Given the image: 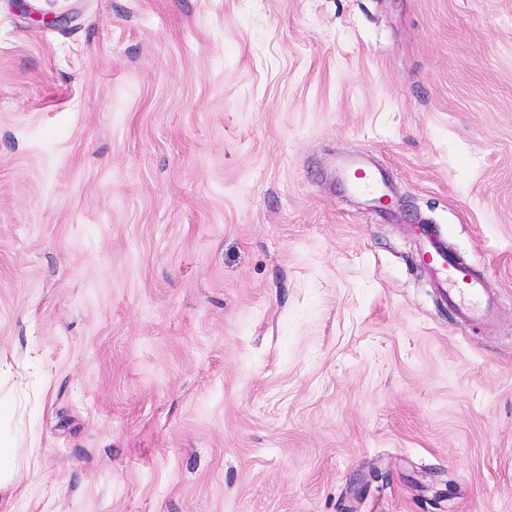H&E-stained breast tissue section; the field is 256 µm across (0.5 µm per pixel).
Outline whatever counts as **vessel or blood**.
Here are the masks:
<instances>
[{
	"instance_id": "1",
	"label": "vessel or blood",
	"mask_w": 512,
	"mask_h": 512,
	"mask_svg": "<svg viewBox=\"0 0 512 512\" xmlns=\"http://www.w3.org/2000/svg\"><path fill=\"white\" fill-rule=\"evenodd\" d=\"M425 261L445 288L449 305L464 317H478L481 313L480 301L485 296L480 278L467 267L451 261L434 237L429 240Z\"/></svg>"
}]
</instances>
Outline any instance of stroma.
<instances>
[{
	"instance_id": "1",
	"label": "stroma",
	"mask_w": 512,
	"mask_h": 512,
	"mask_svg": "<svg viewBox=\"0 0 512 512\" xmlns=\"http://www.w3.org/2000/svg\"><path fill=\"white\" fill-rule=\"evenodd\" d=\"M5 447L0 512H512V0H0ZM427 249L425 261L442 287L447 288L448 304L464 317H478L482 311L479 301L485 297L480 278L474 276L467 267L451 261L434 234L429 237Z\"/></svg>"
}]
</instances>
